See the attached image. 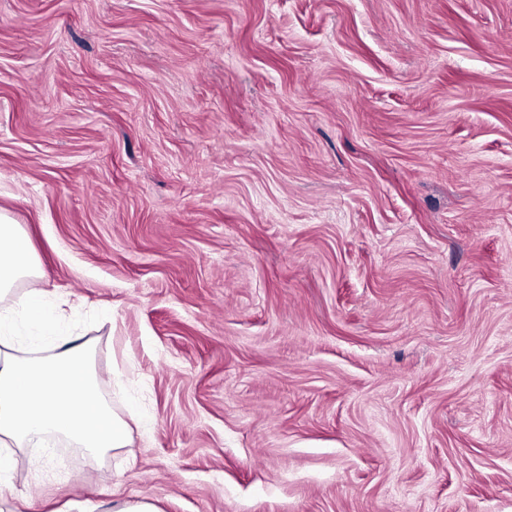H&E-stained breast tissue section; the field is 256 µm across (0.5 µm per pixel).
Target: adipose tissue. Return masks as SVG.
Here are the masks:
<instances>
[{"instance_id": "adipose-tissue-1", "label": "adipose tissue", "mask_w": 512, "mask_h": 512, "mask_svg": "<svg viewBox=\"0 0 512 512\" xmlns=\"http://www.w3.org/2000/svg\"><path fill=\"white\" fill-rule=\"evenodd\" d=\"M40 275L31 242L19 224L0 213V474L13 469L12 448L60 436L103 458L132 445L134 412L112 409L99 394L88 344L65 343L46 357H18L11 338L18 324L49 333L59 316L41 289L15 296L20 280Z\"/></svg>"}]
</instances>
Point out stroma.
Here are the masks:
<instances>
[{
    "instance_id": "obj_1",
    "label": "stroma",
    "mask_w": 512,
    "mask_h": 512,
    "mask_svg": "<svg viewBox=\"0 0 512 512\" xmlns=\"http://www.w3.org/2000/svg\"><path fill=\"white\" fill-rule=\"evenodd\" d=\"M0 210L141 417L0 505L512 512V0H0Z\"/></svg>"
}]
</instances>
